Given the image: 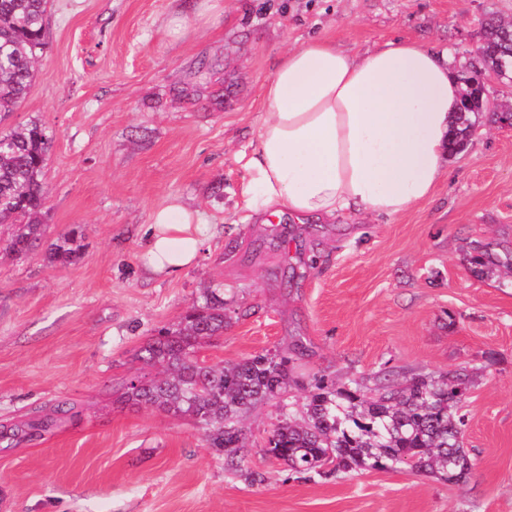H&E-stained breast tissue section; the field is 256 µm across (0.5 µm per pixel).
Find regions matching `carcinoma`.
I'll use <instances>...</instances> for the list:
<instances>
[{
	"instance_id": "1",
	"label": "carcinoma",
	"mask_w": 512,
	"mask_h": 512,
	"mask_svg": "<svg viewBox=\"0 0 512 512\" xmlns=\"http://www.w3.org/2000/svg\"><path fill=\"white\" fill-rule=\"evenodd\" d=\"M48 0H0V117L17 111L46 46ZM492 55L512 69V22L492 19L483 27ZM480 111L456 112L450 149L463 151L465 132ZM53 147V134L37 120L0 130V224L12 225L0 251L12 257L29 254L45 233L40 215L49 194L44 169ZM83 229L71 227L49 245L47 262L56 267L77 263L83 256ZM474 264L491 269L512 266V253L473 247ZM224 334L223 283L213 279L201 298L180 321L163 328L136 353L147 367H160L159 376L131 378L127 401L147 404L201 426L207 447L238 466L236 456L246 436L245 415L277 398L292 382L289 358L265 352L237 362L209 364L196 353L212 338ZM468 375L450 371L413 376L399 387L376 379L372 394L353 378L342 388L318 380L308 397L305 417L296 419L287 406L267 441V452L299 473L326 475L329 470L398 471L409 468L434 474L450 483L466 481L473 463L463 448ZM53 420L31 419L3 427L0 439L47 430Z\"/></svg>"
}]
</instances>
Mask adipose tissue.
Segmentation results:
<instances>
[{"label": "adipose tissue", "mask_w": 512, "mask_h": 512, "mask_svg": "<svg viewBox=\"0 0 512 512\" xmlns=\"http://www.w3.org/2000/svg\"><path fill=\"white\" fill-rule=\"evenodd\" d=\"M461 94L448 51L396 40L360 56L313 38L280 55L243 157L247 210L296 220L393 217L431 196ZM201 220L179 200L157 209L144 269L175 276L196 260Z\"/></svg>", "instance_id": "1"}]
</instances>
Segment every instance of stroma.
<instances>
[{
  "mask_svg": "<svg viewBox=\"0 0 512 512\" xmlns=\"http://www.w3.org/2000/svg\"><path fill=\"white\" fill-rule=\"evenodd\" d=\"M512 0H52L48 45L5 127L54 134L44 240L0 253V425L71 410L31 438L0 442V512H512V275L480 273L471 247H512V128L489 105L434 194L395 217L352 213L299 226L244 208L240 159L277 57L314 37L365 54L394 39L476 63L482 22ZM179 198L204 243L179 275L146 273L152 213ZM84 230V256L50 266V240ZM226 326L208 363L279 351L302 409L317 379L373 384L465 370L464 446L452 484L410 470L308 477L266 451L278 401L245 419L240 470L192 420L120 403L145 372L133 356L177 322L209 280ZM259 474L258 482L247 473Z\"/></svg>",
  "mask_w": 512,
  "mask_h": 512,
  "instance_id": "obj_1",
  "label": "stroma"
}]
</instances>
